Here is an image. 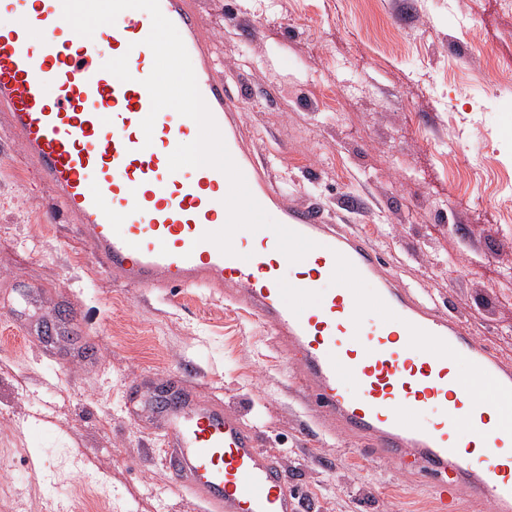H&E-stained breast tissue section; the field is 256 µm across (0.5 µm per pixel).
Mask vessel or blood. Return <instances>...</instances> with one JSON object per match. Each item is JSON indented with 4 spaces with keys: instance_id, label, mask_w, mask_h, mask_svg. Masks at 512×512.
<instances>
[{
    "instance_id": "b4317fda",
    "label": "vessel or blood",
    "mask_w": 512,
    "mask_h": 512,
    "mask_svg": "<svg viewBox=\"0 0 512 512\" xmlns=\"http://www.w3.org/2000/svg\"><path fill=\"white\" fill-rule=\"evenodd\" d=\"M160 8L252 195L316 247L292 263L267 229L235 233L232 257L203 241L227 221L229 181L212 167L170 171L169 154L198 136L193 120L163 110L152 137L143 133L151 101L142 81L153 67L146 11H122L86 38L64 19L62 0H0V106L97 266L125 287L222 291L295 351L318 417L429 478L442 512L464 489L512 512V366L398 286L381 253L330 224L320 204L288 202L243 145L191 0ZM105 46L108 67L99 63ZM173 395L160 406L145 390L129 408L140 431L161 437L171 478L206 512H300L280 460L259 447L241 409L202 400L190 374ZM422 413L425 424L414 426Z\"/></svg>"
}]
</instances>
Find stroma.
<instances>
[{"instance_id":"stroma-1","label":"stroma","mask_w":512,"mask_h":512,"mask_svg":"<svg viewBox=\"0 0 512 512\" xmlns=\"http://www.w3.org/2000/svg\"><path fill=\"white\" fill-rule=\"evenodd\" d=\"M231 111L292 202L512 363V12L498 0H196ZM191 370L241 407L301 512H437L427 479L328 433L276 336L211 290L96 266L0 111V512H200L129 384Z\"/></svg>"}]
</instances>
